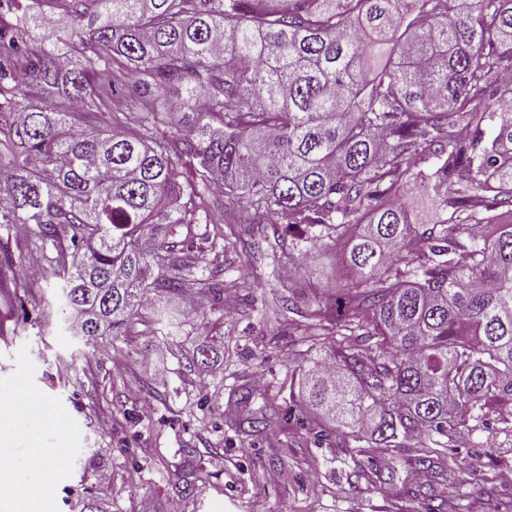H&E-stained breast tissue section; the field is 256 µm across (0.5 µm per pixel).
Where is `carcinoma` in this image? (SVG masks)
Here are the masks:
<instances>
[{"instance_id": "obj_1", "label": "carcinoma", "mask_w": 512, "mask_h": 512, "mask_svg": "<svg viewBox=\"0 0 512 512\" xmlns=\"http://www.w3.org/2000/svg\"><path fill=\"white\" fill-rule=\"evenodd\" d=\"M65 2L77 25L35 47L43 13L0 0V228L52 244L62 322L121 336L149 294L171 327L160 295L197 264L171 252L210 211L283 219L292 248L339 260L334 315L299 327L338 344L305 374L304 403L338 424L308 417L315 438L407 448L488 430L504 440L485 454L512 447V0ZM108 77L159 92L126 113L133 135L81 129ZM31 84L53 108L31 104ZM409 465L445 512L451 466ZM395 474L390 460L361 471Z\"/></svg>"}]
</instances>
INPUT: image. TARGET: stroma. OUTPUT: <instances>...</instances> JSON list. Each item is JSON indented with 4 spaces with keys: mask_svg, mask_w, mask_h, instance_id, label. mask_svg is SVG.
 <instances>
[{
    "mask_svg": "<svg viewBox=\"0 0 512 512\" xmlns=\"http://www.w3.org/2000/svg\"><path fill=\"white\" fill-rule=\"evenodd\" d=\"M279 224H227L236 253L211 247L212 227H198L199 262L187 283L222 282L226 310L199 312L182 296L167 307L181 324L177 339L156 331L150 309L133 319L129 335L84 343L55 313L48 250L20 247L15 232L0 229V402L23 381L35 417L20 434L23 413L0 420V461L33 457L53 446L56 469H39L14 494L42 485L38 512H427L413 490L421 473L403 463L404 448H346L316 440L296 418L299 382L294 363L310 357L312 340L295 334L316 321L312 295L331 299L326 277L334 257L283 253ZM296 306L279 308L283 297ZM211 350L208 365L192 361L196 346ZM252 397L241 405L240 388ZM271 419L263 432L243 425L245 412ZM473 447L454 451L455 476L465 481L461 506L448 512H502L512 500V448L483 453L487 432ZM223 468H214V457ZM401 461L398 480L377 485L357 470L382 459ZM112 475L100 483V473Z\"/></svg>",
    "mask_w": 512,
    "mask_h": 512,
    "instance_id": "obj_1",
    "label": "stroma"
}]
</instances>
